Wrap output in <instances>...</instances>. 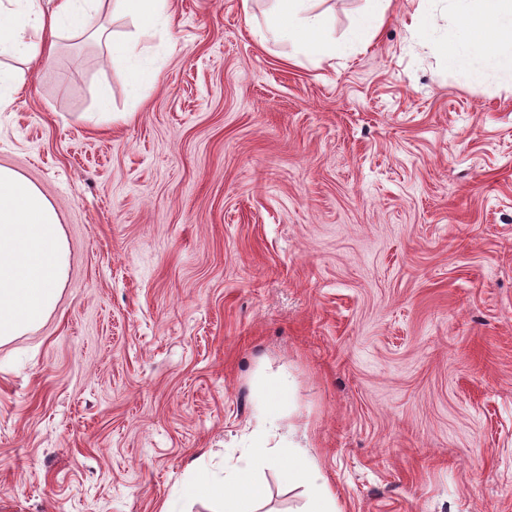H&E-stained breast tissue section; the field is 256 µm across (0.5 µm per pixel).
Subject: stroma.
<instances>
[{"instance_id": "35a3bbf8", "label": "stroma", "mask_w": 512, "mask_h": 512, "mask_svg": "<svg viewBox=\"0 0 512 512\" xmlns=\"http://www.w3.org/2000/svg\"><path fill=\"white\" fill-rule=\"evenodd\" d=\"M420 6L316 63L263 40L271 0H171L138 103L74 37L26 73L0 165L70 266L0 342V512H210L185 484L282 374L344 512H512V79L450 67ZM103 84L131 121H87Z\"/></svg>"}]
</instances>
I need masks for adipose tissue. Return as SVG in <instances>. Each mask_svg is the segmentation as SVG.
<instances>
[{
  "label": "adipose tissue",
  "mask_w": 512,
  "mask_h": 512,
  "mask_svg": "<svg viewBox=\"0 0 512 512\" xmlns=\"http://www.w3.org/2000/svg\"><path fill=\"white\" fill-rule=\"evenodd\" d=\"M100 0H0V110L10 106L23 85L15 62L50 57L64 35L93 33L104 41L109 57L127 71L129 94L139 99L158 69L135 55L130 40L115 37L91 22ZM318 0H275L264 39L289 45L305 60L347 57L365 49L382 24L391 0H367L368 5L342 37H332ZM455 22L439 46L449 66L482 83L512 77V0H448ZM113 8L136 24L137 36L167 27L169 0H114ZM69 247L53 202L18 171L0 166V342L42 323L64 288ZM293 381L281 377L273 398L257 416L250 450L226 467L223 477L188 484L187 498H207L222 512H260V467L279 471L283 482L304 487L303 512H341L321 468L295 432H282L283 399Z\"/></svg>",
  "instance_id": "adipose-tissue-1"
}]
</instances>
